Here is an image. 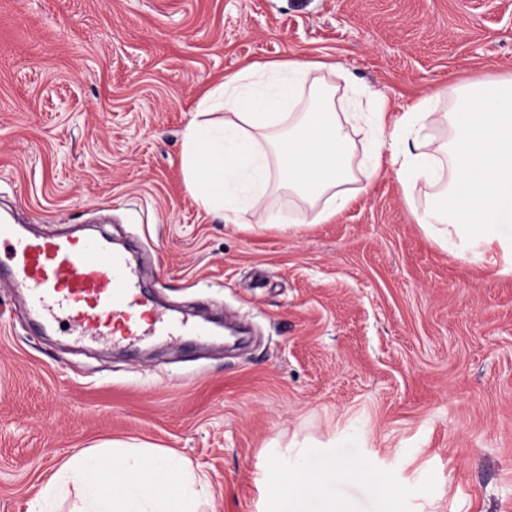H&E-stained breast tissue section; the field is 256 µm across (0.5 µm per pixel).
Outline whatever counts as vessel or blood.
I'll list each match as a JSON object with an SVG mask.
<instances>
[{
    "mask_svg": "<svg viewBox=\"0 0 512 512\" xmlns=\"http://www.w3.org/2000/svg\"><path fill=\"white\" fill-rule=\"evenodd\" d=\"M0 282L25 291L29 314L41 329L62 317L132 343L154 333H176L141 274L104 236H28L0 224Z\"/></svg>",
    "mask_w": 512,
    "mask_h": 512,
    "instance_id": "vessel-or-blood-1",
    "label": "vessel or blood"
}]
</instances>
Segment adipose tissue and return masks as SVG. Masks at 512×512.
I'll use <instances>...</instances> for the list:
<instances>
[{"instance_id":"1","label":"adipose tissue","mask_w":512,"mask_h":512,"mask_svg":"<svg viewBox=\"0 0 512 512\" xmlns=\"http://www.w3.org/2000/svg\"><path fill=\"white\" fill-rule=\"evenodd\" d=\"M335 70L306 59L254 64L205 93L182 151L187 186L201 205L234 224L249 214L279 224L283 216L268 200L284 190L310 223L323 224L353 199L356 172L374 180L387 160L404 187L420 180L432 187L420 222L438 245L495 242L512 252V234L503 231L512 223V76L474 82L453 97L436 89L391 124L384 100L356 112L337 97L327 80ZM339 476L387 493L361 462L333 457L315 469L271 463L269 491L315 494ZM72 495V512H204L212 492L202 468L177 452L116 441L68 458L28 512H54Z\"/></svg>"}]
</instances>
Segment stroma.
<instances>
[{"mask_svg": "<svg viewBox=\"0 0 512 512\" xmlns=\"http://www.w3.org/2000/svg\"><path fill=\"white\" fill-rule=\"evenodd\" d=\"M336 64L388 119L440 87L512 75V0H0V210L31 234L136 244L167 310L230 314L243 349H148L35 331L0 288V512H27L80 450L172 449L206 512H512V259L419 223L389 165L324 224H228L187 188L183 133L254 63ZM360 460L397 491L336 479L271 500L272 461Z\"/></svg>", "mask_w": 512, "mask_h": 512, "instance_id": "1", "label": "stroma"}]
</instances>
